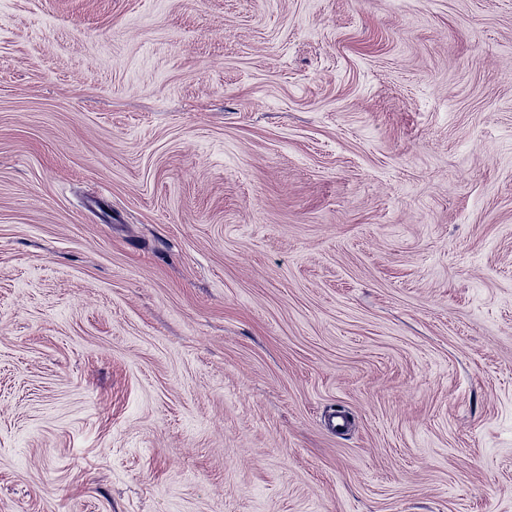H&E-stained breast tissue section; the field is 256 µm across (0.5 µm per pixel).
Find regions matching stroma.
<instances>
[{
    "mask_svg": "<svg viewBox=\"0 0 512 512\" xmlns=\"http://www.w3.org/2000/svg\"><path fill=\"white\" fill-rule=\"evenodd\" d=\"M0 512H512V0H0Z\"/></svg>",
    "mask_w": 512,
    "mask_h": 512,
    "instance_id": "stroma-1",
    "label": "stroma"
}]
</instances>
